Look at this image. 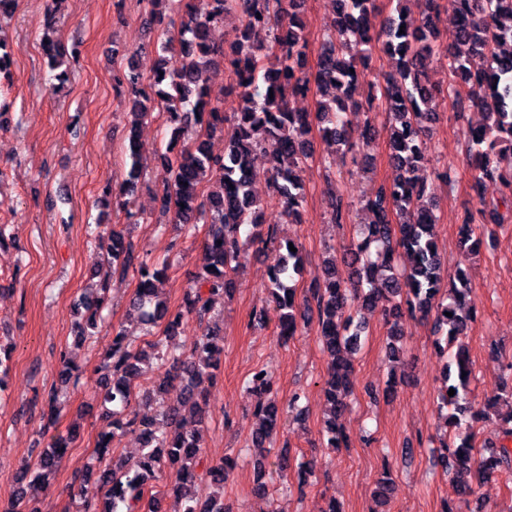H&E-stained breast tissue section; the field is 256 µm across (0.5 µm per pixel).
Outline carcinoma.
<instances>
[{
    "mask_svg": "<svg viewBox=\"0 0 512 512\" xmlns=\"http://www.w3.org/2000/svg\"><path fill=\"white\" fill-rule=\"evenodd\" d=\"M179 2L183 11L180 40L176 45L169 41L161 44L149 81H144L131 61L117 78L132 94L128 101L131 166L126 186L134 188L139 178L143 146L137 140V126L155 110L165 111L171 137L160 159L169 167L172 179L156 193V199L162 216H172L186 237L195 235L197 225H208L205 266L185 293L183 307L172 313L160 293L168 265L151 260L124 230L114 228L107 238H98V248L106 258L93 275L100 274L107 281L115 274L123 277L131 270L136 272L133 310L143 322L165 323V337L136 349L125 329H112V350L97 366L103 400L112 404V421L109 430L101 434L100 448H109L137 425L143 452L131 466L119 463L99 472L96 489L85 495L84 512H157L158 494L145 496L144 485L155 472L166 468L172 471L170 489L184 500V512H227L224 482L232 464L209 467L213 490L203 491L196 473L202 462L201 444L196 434L187 430L189 423L205 416L199 401L217 377L220 337L204 334L187 356L173 351L168 340L177 335L184 318L204 320L213 297L231 294L233 277L244 261L242 227L256 229L254 240L264 246L276 238L275 225H264V203L248 176L254 157L263 154L269 158L270 197L289 220L298 223L305 199L302 172L313 127L335 148L355 151L377 134L372 114L378 100L384 103L389 119L390 159L397 175L364 204L369 220L356 251L343 254L339 261L334 256L328 258L322 270L323 285L311 290V299L298 304L290 282L301 273L302 257L284 246L286 253L270 270V295L284 310L280 335L286 339L295 336L297 318H307L317 310L329 359L324 388L331 414L324 430L329 448L347 442V435L336 429V418L350 405L353 366L341 352L360 344L366 332L362 314L380 305L393 318L387 343L393 362L403 356L398 319L404 314L432 318L436 333L445 336L446 346H457L453 364L446 366L438 405L448 410V429L459 442L443 441L442 447L453 451L441 454L439 462L461 496L476 495L480 480L512 471V448L503 445L476 458L471 443L473 423L503 404L508 415L502 419V433L512 439V363L506 365L508 378L485 400V410L472 412L460 404L469 385V357L462 338L474 318L468 303L471 280L461 266L452 278L444 277L445 263L434 234L436 193L433 181L420 175V144L425 129L436 120L441 94L428 78L429 62L444 53L451 75L448 95L461 99L463 86L473 81L485 89L477 102L483 123L468 133L474 186L485 179L501 185L499 201L488 203L481 197L477 213L469 212L462 219L460 246L468 255L477 252L489 226L503 224L512 216V0H448L457 23L444 42L439 41L440 0H425L419 18L410 16L403 0H397L395 14L378 27L372 22L375 0H336L334 31L318 46L317 66L312 72L307 70L309 42L299 11L301 0ZM230 13L240 15L241 29L236 43L226 50L210 40V32ZM262 31L271 34L267 47L253 42ZM41 47L51 69L64 63L67 51L60 39L46 35ZM375 49L395 66L376 74L375 92L362 103L357 98L358 74L350 69L359 63L368 66ZM221 63L236 77L238 107L229 115L224 112V100L211 97L208 83L210 70ZM313 87L319 94L315 111H290L289 99L306 96ZM353 112L366 114L362 125L351 124ZM228 122L231 134L224 154L214 155L208 140L224 133ZM104 302L105 297L95 292L74 304V313L83 310L87 314L85 323H76L78 336L94 337L85 328H97ZM151 358L165 367L154 390L138 383L140 364ZM174 382L181 387L180 398L161 422L128 418L127 409L133 402L147 401L155 391ZM251 382L257 396L251 442L261 447L276 439L282 412L269 397L272 380L264 370L253 372ZM451 389L455 390L452 396L448 395ZM75 438L73 432L57 438L39 451L34 465L22 467L23 475L30 479L5 512H40L38 487L57 471ZM393 492L391 477L378 479L373 492L379 506L375 512H384Z\"/></svg>",
    "mask_w": 512,
    "mask_h": 512,
    "instance_id": "cac0c4a2",
    "label": "carcinoma"
}]
</instances>
